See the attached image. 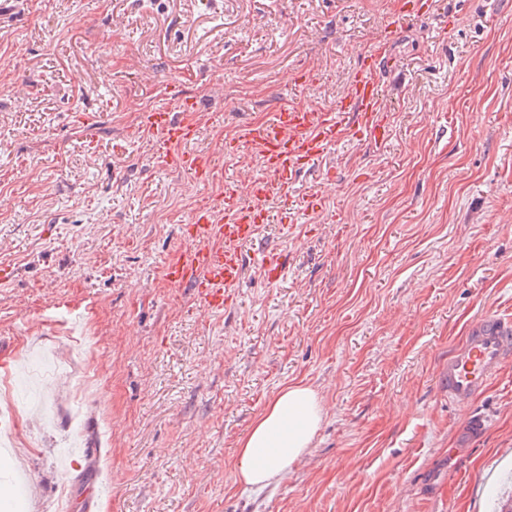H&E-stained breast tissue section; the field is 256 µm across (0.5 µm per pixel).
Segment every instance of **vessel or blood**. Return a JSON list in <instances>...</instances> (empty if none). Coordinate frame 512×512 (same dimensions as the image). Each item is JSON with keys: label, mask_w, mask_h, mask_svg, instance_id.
<instances>
[{"label": "vessel or blood", "mask_w": 512, "mask_h": 512, "mask_svg": "<svg viewBox=\"0 0 512 512\" xmlns=\"http://www.w3.org/2000/svg\"><path fill=\"white\" fill-rule=\"evenodd\" d=\"M382 59L372 55L336 105L284 107L258 128L245 129L241 141L255 146L262 172L246 187L226 186L216 207L200 209L187 229L190 243L167 259L165 275L174 285L190 289L197 302L211 310L223 309L232 288L242 277L244 248L255 240L261 225L269 223L267 200L278 194L293 201L296 178L345 134L358 133L365 142H384L388 137L383 98L377 74ZM197 102L181 97L168 105L141 113L139 130L150 136L157 151L191 140L196 129L178 120L181 112L196 110ZM177 167L208 179L212 167L207 157L181 153ZM261 272L278 283L288 267V257L268 252L259 259ZM512 356V319L498 315L483 318L469 329L448 356L443 382L449 403L470 402L500 372Z\"/></svg>", "instance_id": "1"}]
</instances>
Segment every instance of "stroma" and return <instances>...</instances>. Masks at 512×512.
I'll list each match as a JSON object with an SVG mask.
<instances>
[{"mask_svg":"<svg viewBox=\"0 0 512 512\" xmlns=\"http://www.w3.org/2000/svg\"><path fill=\"white\" fill-rule=\"evenodd\" d=\"M7 0L0 14V376L23 445L0 503L53 512L97 481L96 512H488L512 470V359L471 405L439 383L448 352L512 315V0ZM401 22L393 40L389 25ZM389 135L349 138L271 197L223 310L170 285L163 262L226 182L260 170L227 146L283 106L336 102L373 51ZM175 84L201 103L184 144L219 177L155 153L139 115ZM79 318L99 393L79 399ZM323 418L270 486L236 479V446L282 389ZM483 417L486 432L449 465ZM438 481H430V474ZM259 264L265 279L276 284L283 278L288 267V256L281 252H267L260 257Z\"/></svg>","mask_w":512,"mask_h":512,"instance_id":"1","label":"stroma"}]
</instances>
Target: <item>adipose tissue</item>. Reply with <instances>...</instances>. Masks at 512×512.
<instances>
[{"label": "adipose tissue", "instance_id": "obj_1", "mask_svg": "<svg viewBox=\"0 0 512 512\" xmlns=\"http://www.w3.org/2000/svg\"><path fill=\"white\" fill-rule=\"evenodd\" d=\"M322 416L321 400L313 389L293 385L278 392L238 444V481L263 486L299 462L311 447Z\"/></svg>", "mask_w": 512, "mask_h": 512}]
</instances>
